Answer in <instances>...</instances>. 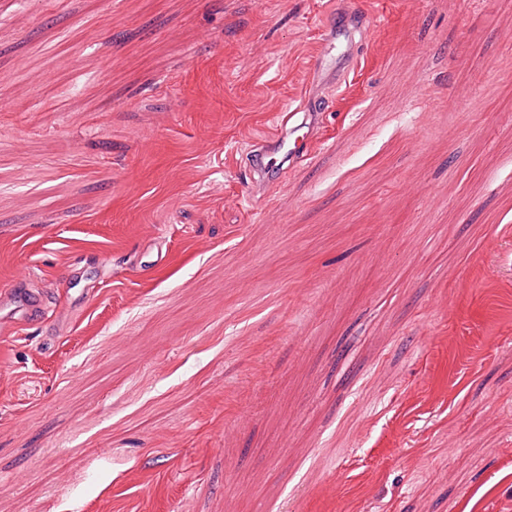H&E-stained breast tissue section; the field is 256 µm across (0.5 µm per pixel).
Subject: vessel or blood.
Masks as SVG:
<instances>
[{
  "label": "vessel or blood",
  "mask_w": 512,
  "mask_h": 512,
  "mask_svg": "<svg viewBox=\"0 0 512 512\" xmlns=\"http://www.w3.org/2000/svg\"><path fill=\"white\" fill-rule=\"evenodd\" d=\"M365 21L359 20L343 28L332 23H324L321 30V48L311 63V69L319 81L336 80L357 60L355 37L366 34ZM303 117L298 122H282L271 140L261 142L260 150L268 160H290L300 162L308 159L319 143V117L311 113L308 103L299 106ZM0 303L10 308L12 313L32 315L35 306L29 295L18 287H10L0 292Z\"/></svg>",
  "instance_id": "vessel-or-blood-1"
}]
</instances>
